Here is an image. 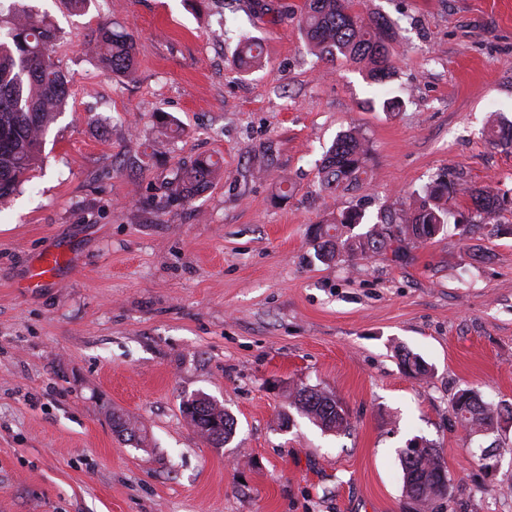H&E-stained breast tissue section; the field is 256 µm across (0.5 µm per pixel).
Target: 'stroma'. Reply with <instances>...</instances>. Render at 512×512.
I'll list each match as a JSON object with an SVG mask.
<instances>
[{
	"mask_svg": "<svg viewBox=\"0 0 512 512\" xmlns=\"http://www.w3.org/2000/svg\"><path fill=\"white\" fill-rule=\"evenodd\" d=\"M268 2L24 0L57 30L70 96L0 203V512H406L416 436L451 478L435 512H512V425L471 438L451 407L470 387L512 404V149L486 136L512 119V0H355L391 29L382 82L311 54L304 0ZM103 24L132 37V76L100 67ZM244 33L263 40L246 76ZM353 125L367 176L326 195L321 159ZM207 157L221 176L174 198L177 169ZM440 175L453 215L430 243L317 260L311 225L349 207L376 223ZM480 187L505 194L509 233L462 235ZM48 251L64 262L31 287ZM404 350L430 373H405ZM304 386L336 396L345 433L291 407ZM197 395L234 417L224 447L183 413ZM493 443L492 474L474 449Z\"/></svg>",
	"mask_w": 512,
	"mask_h": 512,
	"instance_id": "35a3bbf8",
	"label": "stroma"
}]
</instances>
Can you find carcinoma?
Segmentation results:
<instances>
[{
  "mask_svg": "<svg viewBox=\"0 0 512 512\" xmlns=\"http://www.w3.org/2000/svg\"><path fill=\"white\" fill-rule=\"evenodd\" d=\"M299 26L315 55L329 62L338 56L363 65L369 76L381 81L389 77L394 62L385 43L389 26L384 19L367 22L354 10V0H304ZM55 33L47 22L26 10L11 11L3 18L0 3V199L12 195L35 167L50 125L61 112L68 96V80L53 62L51 51ZM98 56L104 69L114 75L131 74L133 47L128 35H118L102 25L96 38ZM259 39L244 35L239 40L235 62L238 71L248 73L260 60ZM495 145L512 146V123L498 118L489 126ZM369 146L360 129L353 127L340 134L322 162L321 186L338 194L363 180L367 174ZM220 166L210 160H197L177 172L171 183L172 194L189 199L205 190L219 175ZM479 214L494 219L504 209L506 199L491 189L470 193ZM450 184L438 176L412 195L407 209L389 213L366 231L354 232L364 214L356 209L331 213L324 224L311 228L319 241L317 257L324 263L346 262L391 252L396 255L405 244L424 245L448 224ZM409 374L427 372L424 361L404 351L400 354ZM190 420L209 444L222 448L235 432L234 418L213 400L203 397ZM293 404L324 432L340 434L349 421L336 396L323 389H299ZM455 421L465 432L495 430L502 421L512 422V405H495L482 399L473 389L458 392L452 401ZM402 449L399 456L403 493L412 501L414 512H434L435 504L448 496V470L440 463L433 445L423 441V451Z\"/></svg>",
  "mask_w": 512,
  "mask_h": 512,
  "instance_id": "1",
  "label": "carcinoma"
}]
</instances>
